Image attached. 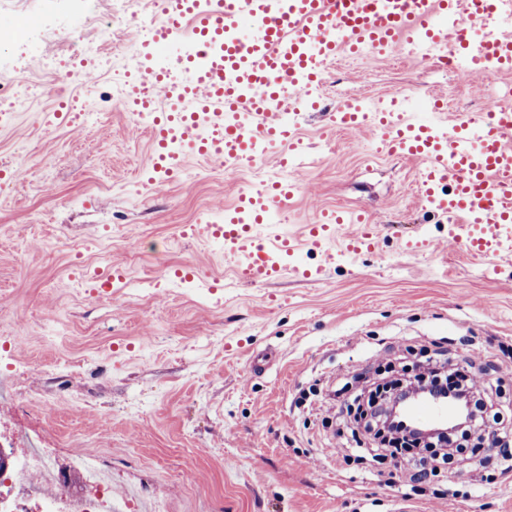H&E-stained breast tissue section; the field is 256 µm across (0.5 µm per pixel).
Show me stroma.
<instances>
[{
  "instance_id": "35a3bbf8",
  "label": "stroma",
  "mask_w": 512,
  "mask_h": 512,
  "mask_svg": "<svg viewBox=\"0 0 512 512\" xmlns=\"http://www.w3.org/2000/svg\"><path fill=\"white\" fill-rule=\"evenodd\" d=\"M332 79L344 95L448 89L447 76L401 55L356 58ZM109 81L95 68L0 123V182L14 186L0 195V443L38 431L60 466L98 457L117 486L166 512H395L370 465L337 456L325 410L296 400L390 347L429 341L455 356L463 336L512 340V259L488 267L450 243L447 218L416 194L419 162L390 155L373 132L336 129L327 98L301 121L303 189L281 228L362 210L381 253L327 265L304 246L320 279L250 285L204 227L222 222L239 186L273 177L274 159L228 170L189 154L176 179L152 177L150 131L106 100ZM94 101V119L74 122L70 104ZM22 156L28 175L16 183ZM182 266L193 288L169 287ZM83 267L104 270L111 292L74 287ZM129 279L152 287L133 291ZM256 353L268 367L250 378ZM433 487L449 494L444 512H512V477L490 458L453 464Z\"/></svg>"
}]
</instances>
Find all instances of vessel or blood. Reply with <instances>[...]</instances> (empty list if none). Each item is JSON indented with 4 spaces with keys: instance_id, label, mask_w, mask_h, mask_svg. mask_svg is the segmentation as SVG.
<instances>
[{
    "instance_id": "1",
    "label": "vessel or blood",
    "mask_w": 512,
    "mask_h": 512,
    "mask_svg": "<svg viewBox=\"0 0 512 512\" xmlns=\"http://www.w3.org/2000/svg\"><path fill=\"white\" fill-rule=\"evenodd\" d=\"M161 20L148 44L161 46L175 68L151 72L159 88L180 87L171 114L155 121L153 169L170 176L190 153L234 168L275 155L294 165L303 153L297 122L283 119L287 106L312 110L307 88L322 76L324 62L342 56L384 57L401 40L421 53L437 45L467 56L474 74L512 71V31L472 37L497 12L499 0H159ZM204 46L207 56L187 52L184 42ZM337 128L378 133L390 154L418 160L419 196L459 228L448 236L469 256L494 266L512 256V107L468 112L440 123H420L405 112H365L349 101L333 113ZM299 191L296 181L270 182L238 195L220 224L206 225L224 241V259L245 280L261 286L282 275L311 279L315 268L289 261L299 245L322 251L341 239L342 252L374 254L377 225L365 213L322 212L303 225L300 238L267 224L273 208ZM447 403L419 402L409 417L422 425L446 420Z\"/></svg>"
}]
</instances>
